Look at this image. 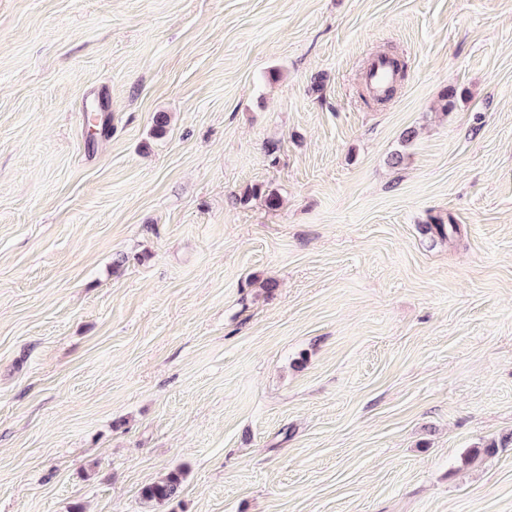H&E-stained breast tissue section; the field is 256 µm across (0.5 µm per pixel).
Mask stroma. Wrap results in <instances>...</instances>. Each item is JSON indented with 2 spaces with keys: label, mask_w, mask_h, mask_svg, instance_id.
<instances>
[{
  "label": "stroma",
  "mask_w": 512,
  "mask_h": 512,
  "mask_svg": "<svg viewBox=\"0 0 512 512\" xmlns=\"http://www.w3.org/2000/svg\"><path fill=\"white\" fill-rule=\"evenodd\" d=\"M0 512H512V0H0ZM398 75L388 58L378 57L372 61L364 72V79L374 94L382 96L388 88L395 84ZM180 482L178 474L170 473L146 486L142 491L143 499L153 505H163L176 496Z\"/></svg>",
  "instance_id": "obj_1"
}]
</instances>
